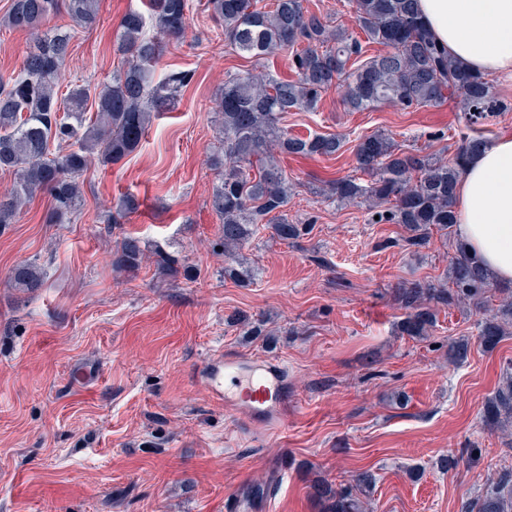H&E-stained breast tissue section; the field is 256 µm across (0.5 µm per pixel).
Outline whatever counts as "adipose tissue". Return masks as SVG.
I'll return each mask as SVG.
<instances>
[{"instance_id":"adipose-tissue-1","label":"adipose tissue","mask_w":512,"mask_h":512,"mask_svg":"<svg viewBox=\"0 0 512 512\" xmlns=\"http://www.w3.org/2000/svg\"><path fill=\"white\" fill-rule=\"evenodd\" d=\"M431 36L463 67L512 77V0H417ZM456 232L502 282L512 281V134L471 158L456 193Z\"/></svg>"}]
</instances>
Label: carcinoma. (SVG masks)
Listing matches in <instances>:
<instances>
[{"label":"carcinoma","instance_id":"obj_1","mask_svg":"<svg viewBox=\"0 0 512 512\" xmlns=\"http://www.w3.org/2000/svg\"><path fill=\"white\" fill-rule=\"evenodd\" d=\"M100 0H13L4 23L30 33L20 73L0 76V169L15 175L10 192L0 196V228L15 223L23 203L39 193L50 195L47 222L60 224L84 204V175L99 163L117 164L141 147L153 120L174 103L190 81L185 71L156 78L164 40L178 39L189 28L190 0H145L131 8L119 25L116 51L120 66L104 81L71 82L60 91L71 29L48 26V18L65 12L80 27L99 20ZM361 40L332 28L305 6V0H274L269 9L257 0H205L204 7L224 28V41L239 56L259 63L290 51V78L256 70L229 73L215 100L216 138L221 152L211 156L216 171L212 209L220 221L214 248L232 258L248 247L256 227L293 244L309 235L313 223L290 221L286 207L293 192L281 156L332 157L344 146L337 135L292 137L280 126L288 112H313L332 87H343L351 112L383 103L404 110L438 107L461 101L472 125L512 103L495 91L492 80L462 67L440 50L414 10V0H350ZM381 46L367 55V45ZM96 107L88 118L89 104ZM485 144L480 136H461L454 156L440 161L431 154L409 152L392 136L377 133L358 140L355 174L325 184L319 193L339 206L365 204L369 220L402 225L404 246L414 251L430 243L432 231L451 234L456 225L455 192L468 155ZM159 268L175 276L185 259L155 252ZM144 250L133 236L123 238L112 255V268L133 273ZM14 286L33 291L42 285L32 263L12 272ZM497 303H492V297ZM404 310L399 334L425 339L441 310L470 306L483 314L478 341L495 349L512 335V287L503 288L493 274L464 247L451 257L444 279L411 282L393 290ZM251 336H270L268 319H239ZM469 343L448 342V360L467 357ZM512 419V375L486 400L482 422L492 428ZM376 477L369 470L339 488L324 480L314 486L317 512H364L361 497L370 494ZM468 512H512V473L477 497Z\"/></svg>","mask_w":512,"mask_h":512}]
</instances>
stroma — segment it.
I'll use <instances>...</instances> for the list:
<instances>
[{
    "mask_svg": "<svg viewBox=\"0 0 512 512\" xmlns=\"http://www.w3.org/2000/svg\"><path fill=\"white\" fill-rule=\"evenodd\" d=\"M140 5L101 0L96 27H73L67 80L111 75L120 19ZM191 5L186 37L167 41L158 65L189 72L191 82L141 148L93 168L82 209L64 223H46L51 199L41 193L0 229V512H226L229 500L241 512H316L315 477L339 485L364 470L377 478L373 512H464L512 471V434L481 422L512 365V336L485 351L480 315L467 308L441 311L427 339L400 335L392 289L443 277L455 238L433 233L413 253L394 244L401 225L369 223L365 206L319 193L324 181L353 174L362 136L386 133L451 159L463 110L452 102L351 112L334 87L317 111L288 113L289 134L346 138L336 156L283 161L296 186L288 216L314 221V230L295 245L262 226L225 259L213 248L215 99L227 73L255 63L230 52L201 0ZM126 194L140 207L111 225ZM127 235L146 254L130 275L112 268ZM158 248L187 257L191 279L158 268ZM29 262L44 277L34 292L11 281ZM228 266L251 270L252 284L225 276ZM238 312L270 318L274 344L228 325ZM456 338L470 348L459 365L446 355ZM226 352L287 368L297 404L285 431H241L238 414L202 387L206 363ZM473 443L483 455L470 466L459 457ZM445 456L457 466L441 470ZM273 474L276 489L246 504L243 490Z\"/></svg>",
    "mask_w": 512,
    "mask_h": 512,
    "instance_id": "35a3bbf8",
    "label": "stroma"
}]
</instances>
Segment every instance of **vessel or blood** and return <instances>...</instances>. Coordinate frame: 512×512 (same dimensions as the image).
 <instances>
[{
	"mask_svg": "<svg viewBox=\"0 0 512 512\" xmlns=\"http://www.w3.org/2000/svg\"><path fill=\"white\" fill-rule=\"evenodd\" d=\"M203 379L214 401L242 412L241 425L248 432L262 434L287 425L294 400L282 364L228 354L210 360Z\"/></svg>",
	"mask_w": 512,
	"mask_h": 512,
	"instance_id": "1",
	"label": "vessel or blood"
}]
</instances>
